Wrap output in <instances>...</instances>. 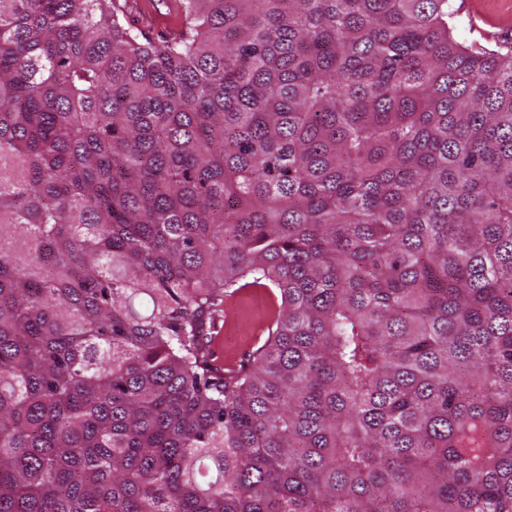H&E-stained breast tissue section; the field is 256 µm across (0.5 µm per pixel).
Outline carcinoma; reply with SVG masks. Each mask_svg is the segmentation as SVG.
<instances>
[{"mask_svg":"<svg viewBox=\"0 0 512 512\" xmlns=\"http://www.w3.org/2000/svg\"><path fill=\"white\" fill-rule=\"evenodd\" d=\"M182 13L0 0V512H512V49L451 0ZM162 1L177 2L178 0H117V3L121 5L126 3L125 14H120L125 25H128L134 33L157 41L161 36L168 34V28L178 26L182 12L181 7L179 14L176 15L177 4L169 8L159 7L160 12H156L154 9L155 2ZM139 2L144 9L155 12L156 20L153 23L144 15ZM141 36L140 39L143 40ZM463 9L465 11H459L456 16L455 22L457 25V31L462 41L469 44L472 40H476L481 45L488 49L498 50L500 45L498 41H501L500 34L504 30L510 33L511 19L507 18L498 21L497 26H505L503 30L494 25H487L480 21H476L475 25L469 15L473 18L474 14L471 7V2H463ZM469 15L467 14V12ZM511 42H512V31H511ZM264 296H257L248 300L240 305L238 309V317L236 327L227 333L223 331L224 336V356L226 354L234 355L242 360L248 354L255 351L264 341L266 334L260 332L255 335L256 338L250 335L252 331V323L258 321L264 313L265 301L267 306V296L262 290H259ZM223 336H213V347L216 348L218 343H222ZM217 363L226 369H236L238 367L237 358L223 359V356H217Z\"/></svg>","mask_w":512,"mask_h":512,"instance_id":"obj_1","label":"carcinoma"}]
</instances>
